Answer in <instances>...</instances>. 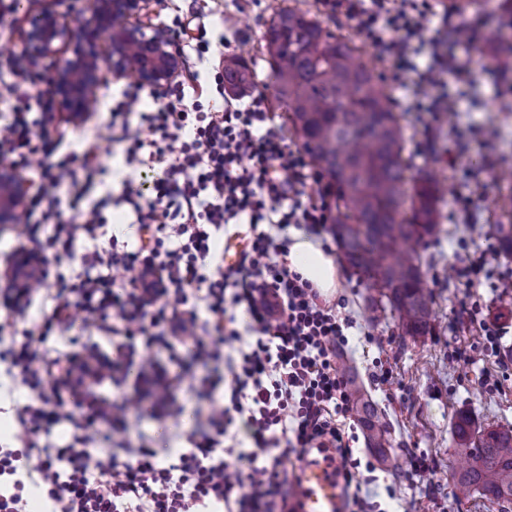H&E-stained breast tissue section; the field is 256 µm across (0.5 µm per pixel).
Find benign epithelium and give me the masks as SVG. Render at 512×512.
<instances>
[{"mask_svg":"<svg viewBox=\"0 0 512 512\" xmlns=\"http://www.w3.org/2000/svg\"><path fill=\"white\" fill-rule=\"evenodd\" d=\"M151 0H92L78 24L53 11L22 17L25 56L32 70L53 60L50 94L73 125L95 111L104 81L133 77L149 89L175 83L182 71L179 37L152 23ZM31 184L9 161L0 160V224H17L30 200Z\"/></svg>","mask_w":512,"mask_h":512,"instance_id":"benign-epithelium-1","label":"benign epithelium"}]
</instances>
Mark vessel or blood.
Returning <instances> with one entry per match:
<instances>
[{
    "label": "vessel or blood",
    "mask_w": 512,
    "mask_h": 512,
    "mask_svg": "<svg viewBox=\"0 0 512 512\" xmlns=\"http://www.w3.org/2000/svg\"><path fill=\"white\" fill-rule=\"evenodd\" d=\"M340 461L334 449H319L298 466L292 490L294 512H346L339 476Z\"/></svg>",
    "instance_id": "b4317fda"
}]
</instances>
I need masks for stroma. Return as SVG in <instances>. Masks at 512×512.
Here are the masks:
<instances>
[{
    "instance_id": "stroma-1",
    "label": "stroma",
    "mask_w": 512,
    "mask_h": 512,
    "mask_svg": "<svg viewBox=\"0 0 512 512\" xmlns=\"http://www.w3.org/2000/svg\"><path fill=\"white\" fill-rule=\"evenodd\" d=\"M89 0H0V50L23 53L21 12L50 9L80 20ZM309 13L331 32L349 37L361 51L363 62L382 80L394 111L403 113L406 152L416 168L431 172L446 188L442 218L436 236L422 253L421 270L434 298L435 328L417 341H402L392 318L370 319L366 298L368 282L347 266H340V286L332 301L340 314L354 322L345 354L365 384L373 401L385 412L391 425L398 455V469L377 470L372 486L378 502L390 503L393 512H500L497 504L472 496H457L450 465L458 458L453 449V426L459 414H468L475 426L512 425V303L502 300L495 286L499 274L512 275V257L497 256L480 283L464 287L455 270L469 255L498 245L501 222L496 206L512 194L497 178L499 171L512 169V51L495 60H480L476 45H490L497 34L496 19L475 12L446 13L441 0H418L421 23L435 28L440 17L449 26H471L477 30L475 43H457L458 59L467 61L474 79L465 87L461 101H449L446 111L415 112L411 109L412 78L401 73L381 47L361 33L347 17L330 12L323 0H208L207 37L217 41L227 35L238 44L252 71L255 93L275 109L276 123H283L282 110L274 106V90L264 35L284 7ZM47 108L46 133L60 141L59 157L73 167L83 164L81 129L66 121L55 107L46 82L33 84ZM497 324L498 357L487 360L485 371L499 382L495 391L482 385L481 372L463 364H451L454 352L478 344L481 326ZM387 368L386 383L375 381L379 368ZM223 366L192 363L184 382L174 390L187 410L180 419L155 417L148 411H130L123 438L132 446L146 448L185 447L176 432L189 431L197 421L192 411L197 399L188 392L189 382L204 378L218 380ZM27 396L25 388L0 363V445L12 448L16 441L15 413ZM426 453L431 469L423 476L408 474L412 454ZM395 499H388V492Z\"/></svg>"
}]
</instances>
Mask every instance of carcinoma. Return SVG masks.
Returning a JSON list of instances; mask_svg holds the SVG:
<instances>
[{"instance_id":"1","label":"carcinoma","mask_w":512,"mask_h":512,"mask_svg":"<svg viewBox=\"0 0 512 512\" xmlns=\"http://www.w3.org/2000/svg\"><path fill=\"white\" fill-rule=\"evenodd\" d=\"M265 48L275 98L309 163L328 179L341 258L374 291L368 298L373 319L379 320L378 311L391 313L403 339L429 334L433 308L417 247L426 245L438 227L441 184L419 170L411 172L401 116L349 40L307 13L288 9L266 31ZM252 87L245 60H226L224 88L240 93ZM344 372L367 446L387 465L393 451L389 427L352 370ZM454 443L466 462L451 473L457 493H477L509 512L512 426L476 427L461 415Z\"/></svg>"}]
</instances>
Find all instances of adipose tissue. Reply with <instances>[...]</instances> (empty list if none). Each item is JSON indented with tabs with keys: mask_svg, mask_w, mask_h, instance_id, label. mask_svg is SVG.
<instances>
[{
	"mask_svg": "<svg viewBox=\"0 0 512 512\" xmlns=\"http://www.w3.org/2000/svg\"><path fill=\"white\" fill-rule=\"evenodd\" d=\"M287 259L289 268L312 282L322 295H332L339 288L338 268L322 242L308 238L302 232H293Z\"/></svg>",
	"mask_w": 512,
	"mask_h": 512,
	"instance_id": "1",
	"label": "adipose tissue"
}]
</instances>
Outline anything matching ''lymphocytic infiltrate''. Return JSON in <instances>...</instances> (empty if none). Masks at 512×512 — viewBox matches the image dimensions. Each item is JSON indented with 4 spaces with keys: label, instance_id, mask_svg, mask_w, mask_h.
I'll return each instance as SVG.
<instances>
[{
    "label": "lymphocytic infiltrate",
    "instance_id": "f902f5d3",
    "mask_svg": "<svg viewBox=\"0 0 512 512\" xmlns=\"http://www.w3.org/2000/svg\"><path fill=\"white\" fill-rule=\"evenodd\" d=\"M395 2L324 0L409 69L417 51L438 44L439 35ZM206 16L202 0H190L172 20L194 32L197 63L181 74L170 100L148 109L141 87L127 88L105 130L84 136L81 168L62 159L42 169L21 235L50 231L51 246L66 254L77 240L87 246L71 279L51 278L40 253H26L27 285L5 299L4 326L23 320L38 294L51 302L52 315L24 330L8 352L30 400L16 412V447L0 448V512H29L34 487L45 491L50 512H288L284 460L317 448L335 449L349 512L377 508L367 490L375 467L353 457L352 399L338 365L353 322L323 304L286 261L291 225L316 231L331 219L327 205L303 201L307 182L320 176L306 174L303 155L288 147L263 97L231 96L202 79L201 66L222 60L229 46L224 36L207 39ZM443 69L457 82L468 80L467 63L437 55L422 75L426 90L416 96L415 110L447 107L436 77ZM4 70L0 106L8 117L0 123V155L53 153L41 120L19 105L32 96L18 81L22 59L9 58ZM218 96L224 105L217 110L211 102ZM135 112L147 134L126 149L124 164L155 178L128 193L136 236L122 243L101 237V209L84 200L99 173L97 140L126 127ZM67 209L79 223L63 222ZM224 236L241 244L231 266L219 249ZM77 319L117 351L140 343L167 352V363H139L156 408L166 413L174 412V386L183 380L180 349L223 365V404L211 403V381L190 387L210 406L205 427L188 434L190 447L176 462L162 463L152 448L112 447V432L141 399L129 393L88 401L93 387L126 381L121 365L93 347L51 355L49 337ZM63 420L75 428L70 444L35 446L32 435Z\"/></svg>",
    "mask_w": 512,
    "mask_h": 512
}]
</instances>
